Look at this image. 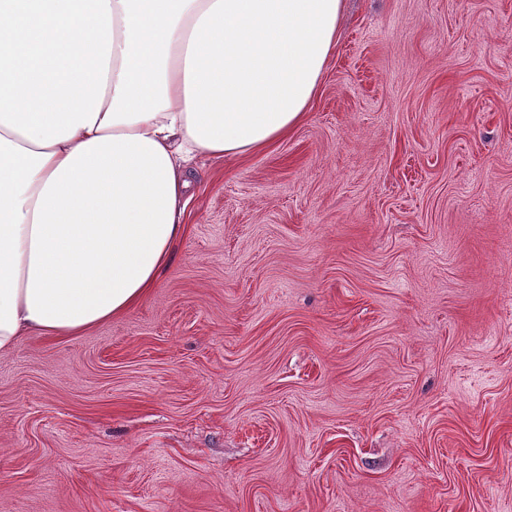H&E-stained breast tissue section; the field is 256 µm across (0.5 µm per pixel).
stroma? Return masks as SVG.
I'll return each mask as SVG.
<instances>
[{"label":"stroma","mask_w":512,"mask_h":512,"mask_svg":"<svg viewBox=\"0 0 512 512\" xmlns=\"http://www.w3.org/2000/svg\"><path fill=\"white\" fill-rule=\"evenodd\" d=\"M193 165L143 301L0 354V512H512V0H346Z\"/></svg>","instance_id":"35a3bbf8"}]
</instances>
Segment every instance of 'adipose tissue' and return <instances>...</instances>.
I'll use <instances>...</instances> for the list:
<instances>
[{
	"mask_svg": "<svg viewBox=\"0 0 512 512\" xmlns=\"http://www.w3.org/2000/svg\"><path fill=\"white\" fill-rule=\"evenodd\" d=\"M343 0H0V353L134 308L198 157L305 117Z\"/></svg>",
	"mask_w": 512,
	"mask_h": 512,
	"instance_id": "ef3b65f1",
	"label": "adipose tissue"
}]
</instances>
